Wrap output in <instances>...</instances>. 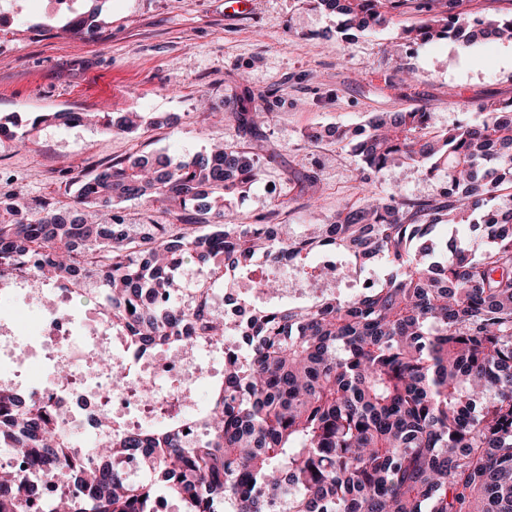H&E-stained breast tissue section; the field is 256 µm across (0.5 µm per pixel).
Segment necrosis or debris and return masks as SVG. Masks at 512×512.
Returning <instances> with one entry per match:
<instances>
[{
  "label": "necrosis or debris",
  "mask_w": 512,
  "mask_h": 512,
  "mask_svg": "<svg viewBox=\"0 0 512 512\" xmlns=\"http://www.w3.org/2000/svg\"><path fill=\"white\" fill-rule=\"evenodd\" d=\"M83 335H75L67 308L42 314L32 334L23 335L0 326V384L13 385L20 396L47 402L57 412L58 429L84 439L81 461H95L94 450L107 435V422L120 418L128 426L144 427L153 415L151 403L141 399L137 388L150 382L156 401H198L204 379L213 371L212 358L221 347L210 341L193 349L138 355L130 346L116 348L115 339L103 322L88 318ZM125 376L115 383L112 367ZM67 368V382L55 381L54 371ZM186 379V386L166 389L165 378Z\"/></svg>",
  "instance_id": "4bbe7bcc"
}]
</instances>
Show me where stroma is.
Segmentation results:
<instances>
[{"label":"stroma","mask_w":512,"mask_h":512,"mask_svg":"<svg viewBox=\"0 0 512 512\" xmlns=\"http://www.w3.org/2000/svg\"><path fill=\"white\" fill-rule=\"evenodd\" d=\"M12 39L0 42V114L16 115L12 137L0 135V192L27 201L74 197L70 179L113 159L164 154L188 159L212 145L246 144L233 120L240 108L266 113L265 129L278 157L236 201L232 224H278L302 235L325 224L361 196L354 157L325 140L306 146L307 129L360 126L380 112L426 109L435 129L471 123L486 99L512 100V43L488 40L465 48L451 40L407 47L403 26L419 14L405 8L375 31L343 40L336 14L316 0H251L248 11L225 0H106L97 38L63 37L56 30L88 9L86 0H8ZM46 25V34L35 25ZM134 112V134L98 124L59 121L28 131L38 112ZM158 115L174 124L153 126ZM317 167L318 209L294 198L287 171L298 162ZM380 195L436 193L439 182L413 170L375 176ZM45 294H69L76 317L103 313L93 281L67 290L34 280Z\"/></svg>","instance_id":"1"}]
</instances>
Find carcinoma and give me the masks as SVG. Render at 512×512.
<instances>
[{
    "label": "carcinoma",
    "mask_w": 512,
    "mask_h": 512,
    "mask_svg": "<svg viewBox=\"0 0 512 512\" xmlns=\"http://www.w3.org/2000/svg\"><path fill=\"white\" fill-rule=\"evenodd\" d=\"M340 17L339 30L371 32L408 0H317ZM457 0H417L424 14L401 29L408 46L452 39L512 41V12L474 27ZM92 11L67 23L78 36L100 30ZM481 119L445 131L424 109L385 112L364 127L341 126L336 145L355 158L365 194L310 233L283 237L277 224H226L224 214L278 156L254 112L234 120L249 136L238 147L190 161L146 156L110 161L71 177L74 204H35L0 195V278L34 272L46 280L100 283L112 332L144 352L229 338L221 387L200 414L204 439L188 445L178 415L142 431L116 429L100 443L96 468L71 466L76 495L45 512H154L157 486L181 512H512V101L479 104ZM80 112H40L30 131ZM105 130L131 134L129 116ZM412 169L442 180L428 197H381L372 177ZM296 197H315L318 178L291 172ZM165 203L175 224H143L130 234L123 201ZM213 215L208 230L193 226ZM468 225L467 244L435 236ZM331 253L356 281L352 294L321 293L297 307L278 301L271 269L294 265L304 288L334 266L309 258ZM270 265L261 268L256 258ZM195 257L245 291L210 313V286L177 302L178 276ZM71 438L48 407L0 387V448L53 479ZM144 460L132 477L114 462ZM35 485L0 469V512H31Z\"/></svg>",
    "instance_id": "obj_1"
}]
</instances>
